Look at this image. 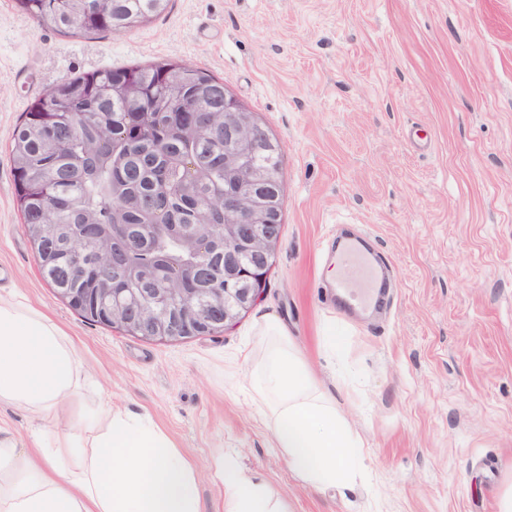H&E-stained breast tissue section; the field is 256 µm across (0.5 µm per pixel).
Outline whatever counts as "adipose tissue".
Masks as SVG:
<instances>
[{"mask_svg": "<svg viewBox=\"0 0 512 512\" xmlns=\"http://www.w3.org/2000/svg\"><path fill=\"white\" fill-rule=\"evenodd\" d=\"M250 385L266 405L269 445L315 490L346 484L363 442L321 391L288 331L270 320ZM89 376L61 330L41 312L0 297V404L40 426L21 443L0 418V512H201L194 466L147 418L102 401L78 405L66 432L46 436L64 401ZM226 512H288L233 455L214 462Z\"/></svg>", "mask_w": 512, "mask_h": 512, "instance_id": "1", "label": "adipose tissue"}]
</instances>
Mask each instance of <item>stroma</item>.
Masks as SVG:
<instances>
[{
  "mask_svg": "<svg viewBox=\"0 0 512 512\" xmlns=\"http://www.w3.org/2000/svg\"><path fill=\"white\" fill-rule=\"evenodd\" d=\"M166 60L222 78L282 143V235L234 326L147 341L84 321L43 277L8 147L51 86ZM343 233L369 236L393 273L379 314L332 295ZM0 295L71 339L95 382L80 401L109 396L171 437L202 512H225L223 452L289 512H498L512 491V0H170L132 32L76 37L0 0ZM269 316L363 440L346 486L303 485L269 446L249 382Z\"/></svg>",
  "mask_w": 512,
  "mask_h": 512,
  "instance_id": "1",
  "label": "stroma"
}]
</instances>
